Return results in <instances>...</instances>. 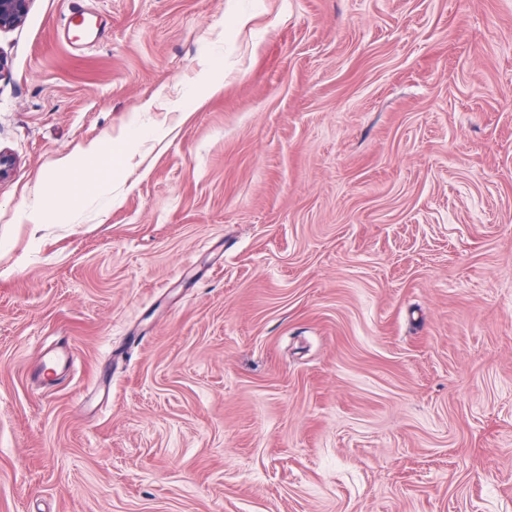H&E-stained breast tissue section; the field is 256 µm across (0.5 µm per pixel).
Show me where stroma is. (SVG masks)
Masks as SVG:
<instances>
[{
    "label": "stroma",
    "mask_w": 512,
    "mask_h": 512,
    "mask_svg": "<svg viewBox=\"0 0 512 512\" xmlns=\"http://www.w3.org/2000/svg\"><path fill=\"white\" fill-rule=\"evenodd\" d=\"M0 55V512H512V0H32ZM61 167L72 172L71 180L60 182L54 175H48L42 183L41 194L43 196L66 197L73 192L86 190L95 181V172L92 169H76L70 165L69 159H64L61 162Z\"/></svg>",
    "instance_id": "obj_1"
}]
</instances>
